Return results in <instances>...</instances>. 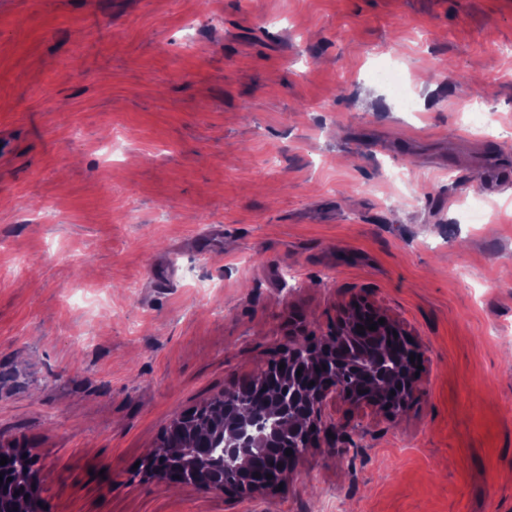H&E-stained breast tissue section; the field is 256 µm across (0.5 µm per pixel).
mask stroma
<instances>
[{
  "label": "stroma",
  "instance_id": "obj_1",
  "mask_svg": "<svg viewBox=\"0 0 512 512\" xmlns=\"http://www.w3.org/2000/svg\"><path fill=\"white\" fill-rule=\"evenodd\" d=\"M359 295L406 411L263 495L138 474ZM1 447L39 512H512V0H0ZM23 454L25 453L21 451H6L5 449L0 448V460L1 457H7V464L0 465V473L3 474L4 470L13 468L21 471V475L23 477H27L26 489L29 492L28 498L34 499V488H32V485H34V475L28 456L23 457Z\"/></svg>",
  "mask_w": 512,
  "mask_h": 512
}]
</instances>
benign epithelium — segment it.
Instances as JSON below:
<instances>
[{"label":"benign epithelium","instance_id":"benign-epithelium-1","mask_svg":"<svg viewBox=\"0 0 512 512\" xmlns=\"http://www.w3.org/2000/svg\"><path fill=\"white\" fill-rule=\"evenodd\" d=\"M385 324H378L379 319ZM376 330L370 331V322ZM365 330L357 332V326ZM420 346L409 333L364 296L353 298L342 310L335 328L316 340L290 341L275 363L259 371L252 381L224 390L223 405H202L175 417L177 421L209 415L215 442L190 456L189 472L174 460L175 450L159 444L141 463V471L170 485L192 484L198 488L241 496H254L278 488L288 465L316 446L330 430L323 410L330 399L352 406H366L389 415L401 414L413 401L417 389ZM285 367H280V364ZM265 394L266 408L251 407V392ZM277 449L275 460L264 470L252 466L261 451ZM292 454H285L286 450ZM0 473L17 469L27 478L28 498H34V475L29 458L21 451L0 448ZM272 478H267V475Z\"/></svg>","mask_w":512,"mask_h":512}]
</instances>
